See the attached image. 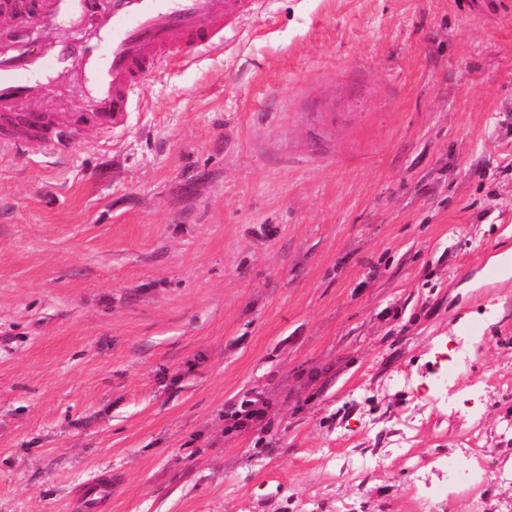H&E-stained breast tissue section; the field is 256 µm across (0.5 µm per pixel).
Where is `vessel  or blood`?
I'll use <instances>...</instances> for the list:
<instances>
[{"instance_id":"b4317fda","label":"vessel or blood","mask_w":512,"mask_h":512,"mask_svg":"<svg viewBox=\"0 0 512 512\" xmlns=\"http://www.w3.org/2000/svg\"><path fill=\"white\" fill-rule=\"evenodd\" d=\"M266 0H0L11 18L0 32V155L40 147L66 154L84 131L123 129L132 95L158 69L191 64L230 46L241 20L261 15ZM91 24L79 43L57 40L67 24ZM79 79L81 95L56 109L41 107L36 74Z\"/></svg>"}]
</instances>
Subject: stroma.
I'll return each instance as SVG.
<instances>
[{
	"label": "stroma",
	"mask_w": 512,
	"mask_h": 512,
	"mask_svg": "<svg viewBox=\"0 0 512 512\" xmlns=\"http://www.w3.org/2000/svg\"><path fill=\"white\" fill-rule=\"evenodd\" d=\"M507 251L512 0H274L124 131L0 156V512L103 472L92 512H415L434 457L512 471ZM427 392L431 397L446 401L448 404H468L471 400L472 391L448 382V374L436 375L427 386Z\"/></svg>",
	"instance_id": "stroma-1"
}]
</instances>
